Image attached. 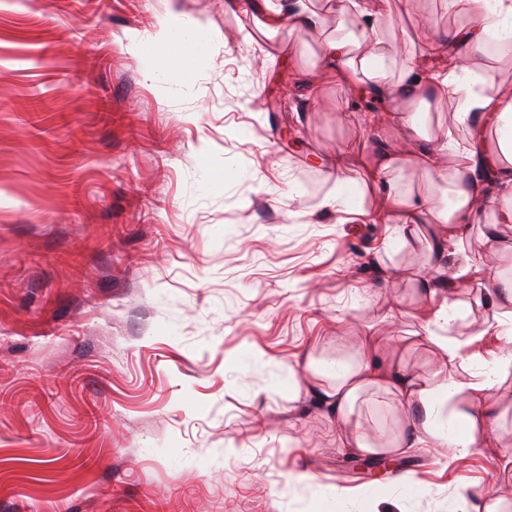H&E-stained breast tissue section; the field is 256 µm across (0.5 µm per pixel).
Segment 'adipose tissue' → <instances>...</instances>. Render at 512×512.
<instances>
[{
	"label": "adipose tissue",
	"instance_id": "obj_1",
	"mask_svg": "<svg viewBox=\"0 0 512 512\" xmlns=\"http://www.w3.org/2000/svg\"><path fill=\"white\" fill-rule=\"evenodd\" d=\"M336 8L350 17L352 28L323 42L320 68L326 78L353 92L396 103L395 108L368 115L370 125L398 128L401 147L380 146L381 160L366 182L378 216L396 226L404 244L419 241L425 248L415 299L427 318L406 347L429 348L437 352L438 362L430 370L412 371L388 354L385 337L370 336L353 362L313 369L308 386L343 422L339 439L355 452L403 455L415 448L448 447L462 453L489 443L494 422L488 395L498 377L512 373V355L507 353L493 359V375L461 377L467 343L443 333L461 317L452 299L455 284L443 276L448 257L462 252L483 208L494 207L499 223H512V91L488 81L485 56L490 29L512 20V0H448L449 10L469 14L470 22L443 35L431 34L417 50L407 30L392 38L375 35L370 0H336ZM267 10L264 27L269 31L312 28L322 22L312 0H288L284 5L269 0ZM200 42L190 25L162 21L154 40L160 64L151 69V77L170 76L186 83L188 71L196 70L201 59ZM442 98L454 104V118L466 129L468 144L426 127L425 112ZM490 129L499 135L497 152L476 153L471 141ZM409 164L434 172L448 191L447 201H435L432 191L403 184L400 173ZM367 392L393 397L410 412L411 424L384 441L352 424L355 403ZM446 415L458 420L457 430L438 428V420Z\"/></svg>",
	"mask_w": 512,
	"mask_h": 512
}]
</instances>
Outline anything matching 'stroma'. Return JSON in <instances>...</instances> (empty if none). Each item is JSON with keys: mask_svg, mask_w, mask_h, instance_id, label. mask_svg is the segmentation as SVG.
Wrapping results in <instances>:
<instances>
[{"mask_svg": "<svg viewBox=\"0 0 512 512\" xmlns=\"http://www.w3.org/2000/svg\"><path fill=\"white\" fill-rule=\"evenodd\" d=\"M261 31L264 0H0V512H512V385L496 434L461 455L407 453L368 479L335 415L295 384L307 362L403 336L426 257L364 196L323 205V157L380 144L322 80L323 39ZM378 31H446L443 0H384ZM205 57L187 85L149 79L172 14ZM512 256L462 284L465 368L506 337L488 295ZM400 317H393L394 308ZM395 434L396 401L355 411Z\"/></svg>", "mask_w": 512, "mask_h": 512, "instance_id": "stroma-1", "label": "stroma"}]
</instances>
